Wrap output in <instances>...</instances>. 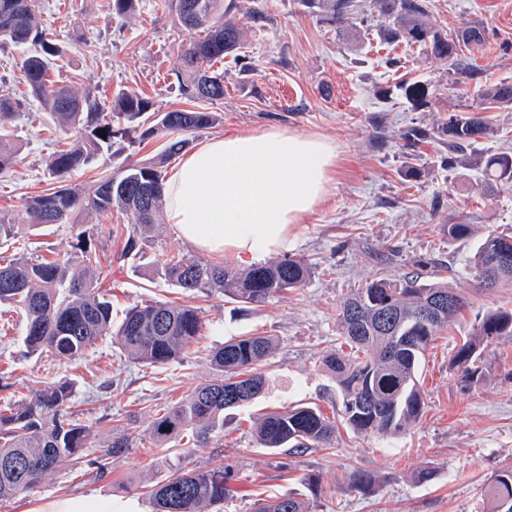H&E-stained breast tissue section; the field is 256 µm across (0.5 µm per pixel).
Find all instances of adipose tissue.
Masks as SVG:
<instances>
[{"instance_id":"adipose-tissue-1","label":"adipose tissue","mask_w":512,"mask_h":512,"mask_svg":"<svg viewBox=\"0 0 512 512\" xmlns=\"http://www.w3.org/2000/svg\"><path fill=\"white\" fill-rule=\"evenodd\" d=\"M335 143L282 128L234 131L186 153L163 185L165 215L190 247L241 266L290 251L326 199Z\"/></svg>"}]
</instances>
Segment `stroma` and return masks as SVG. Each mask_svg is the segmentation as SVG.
Masks as SVG:
<instances>
[{
	"instance_id": "35a3bbf8",
	"label": "stroma",
	"mask_w": 512,
	"mask_h": 512,
	"mask_svg": "<svg viewBox=\"0 0 512 512\" xmlns=\"http://www.w3.org/2000/svg\"><path fill=\"white\" fill-rule=\"evenodd\" d=\"M262 19H242V47L253 66L242 73L232 59L223 64L225 94L210 104L213 127L188 133L190 144L229 130L271 127L317 134L335 142L336 172L326 201L297 227L290 255L307 260L313 274L298 289L259 305L223 293L183 292L163 276L171 258L217 263V254L187 246L167 223L126 250L135 226L119 211H86L73 224L31 227L27 199L52 188L47 162L55 151L54 123L27 96L15 63L33 46L0 45V89L25 99L6 125L19 151L0 173V222L16 234L0 246V259L70 258L81 245L95 250L102 286L120 324L135 305L167 301L197 307L203 328L181 358L154 368L127 356L105 336L72 364L30 356L23 344L24 315L0 307V405L20 401L48 384L75 386L73 409L92 425L96 445L76 466L47 477L36 492L0 500V512H152L150 488L177 468L232 466L234 493L224 512H250L255 499L296 494L311 512H489L492 473L512 468V336L483 348L477 360L482 379L464 386L451 360L486 312L512 309V286L479 289L470 259L491 231L512 234V185L482 174L484 158L512 153V103L489 111L490 135L473 143L466 163L449 165L447 138L414 149L400 146V130L436 127L449 115L478 106L483 86L512 85V0H432L430 19L445 33L475 22L487 32L483 45L467 50L480 71L476 82H459L447 60L415 46H388L377 32L354 38L306 12L298 0H264ZM104 0H40V21L63 49L55 78L76 94L94 91L113 98L132 89L167 112L189 108L172 85L170 70L186 34L165 0H138L133 14L109 15ZM83 40H74V33ZM396 67L384 64L387 55ZM417 83L428 91L426 105L407 98L400 86ZM162 149L151 140L132 149L100 152L92 165L74 171L69 184L89 191L104 176L154 158ZM472 224L470 237L449 239L457 215ZM420 273L426 281H448L468 305L430 345L420 368L425 402L422 418L392 438L357 435L339 428L335 438L300 455L260 447L255 418L302 402L337 416L336 382L321 364L339 345L336 314L349 289L367 279ZM250 335L274 337L277 346L262 371L269 388L245 407L225 410L224 423L197 448L176 438L153 447V420L197 387L222 379L211 362L224 341ZM115 427L126 429L131 448L110 472L93 463ZM434 471L432 481L417 478ZM369 476L366 489L352 486L355 472Z\"/></svg>"
}]
</instances>
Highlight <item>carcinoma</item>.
I'll return each instance as SVG.
<instances>
[{
  "mask_svg": "<svg viewBox=\"0 0 512 512\" xmlns=\"http://www.w3.org/2000/svg\"><path fill=\"white\" fill-rule=\"evenodd\" d=\"M181 0H171L179 24L192 34L178 49L172 74L189 101L224 99V72L216 63L231 55L240 71L250 69L241 54L242 28L235 15L238 6L224 0H196L198 12L186 18ZM299 4L333 26L339 34L358 33L377 25L386 41H403L448 60L451 69L479 77L469 67L463 49L485 41L483 27L467 24L448 34L430 20V0H371L369 12L357 0H299ZM137 0H105L104 8L123 16L135 11ZM39 0H0V44H32L36 52L21 58V81L42 109L56 119L60 130L80 136L66 143L48 164L49 174L60 185L27 201L30 225L65 224L81 211L106 212L114 207L130 216L138 235L128 238L127 249L138 248L160 213L166 157L184 150L185 139L175 133L195 132L215 125L214 112L177 109L159 112L152 101L135 90H123L111 103L91 91L75 94L58 84L51 71L62 55L61 47L41 28ZM380 20L374 21V13ZM488 104L512 101V85L483 89ZM24 103L0 92V122L11 120ZM489 123L478 111L451 115L437 132L448 137L454 152L488 134ZM106 134L101 138L97 132ZM431 137L421 128L401 133L403 146L412 148ZM166 139L162 155L126 168L118 176L99 179L96 188L82 193L64 184L71 172L88 166L103 149L135 139ZM16 147L0 133V172L15 162ZM491 180L512 181V154L497 153L486 160ZM81 270L54 259L32 263L24 259L0 264V304L19 308L25 315L24 344L28 353H49L71 364L102 336L139 362L159 366L177 359L200 336L202 317L197 308L156 301L128 310L112 328V306L99 287L97 258L82 249ZM471 269L478 287L486 290L512 284V236L490 233L480 242ZM163 276L184 291L213 288L246 304H260L270 297L303 287L312 275L304 261L280 258L238 272L222 264L167 262ZM467 299L448 283H423L417 276L399 280L372 279L351 290L340 306L337 330L350 353H331L322 365L336 380L345 426L358 435L390 437L419 421L424 401L417 379L418 368L429 346L460 313ZM501 336H512V310L489 311L473 336L455 351L452 363L465 385L481 380L478 351ZM269 336L232 338L211 355L224 379L197 387L184 401L152 422L150 439L159 448L190 428L200 441L219 425L224 410L250 404L267 386L260 366L272 353ZM74 383L57 382L17 405L0 407V500L36 490L49 474L78 462L90 448L92 426L77 421L70 411ZM255 438L263 448L290 446L298 452L329 442L336 422L321 410L299 405L287 412L269 413L255 424ZM130 435L113 433L112 440L94 460L104 474L130 448ZM230 468L202 470L180 468L151 488L156 512H221L229 494ZM490 512H512V469H499L488 484ZM251 512H311L307 500L293 494L254 503Z\"/></svg>",
  "mask_w": 512,
  "mask_h": 512,
  "instance_id": "carcinoma-1",
  "label": "carcinoma"
}]
</instances>
